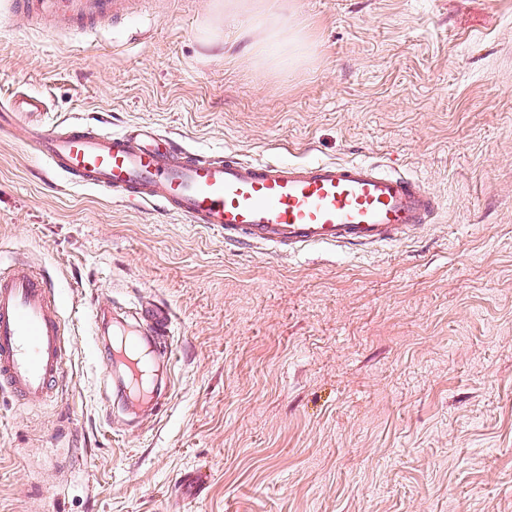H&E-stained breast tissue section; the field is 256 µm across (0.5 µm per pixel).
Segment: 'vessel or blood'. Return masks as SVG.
Listing matches in <instances>:
<instances>
[{"label":"vessel or blood","mask_w":512,"mask_h":512,"mask_svg":"<svg viewBox=\"0 0 512 512\" xmlns=\"http://www.w3.org/2000/svg\"><path fill=\"white\" fill-rule=\"evenodd\" d=\"M135 0H15L27 16L65 25L110 22ZM38 96L0 99V131L25 114L45 112ZM33 151L71 184L138 200L244 240L270 253L315 246L372 248L400 241L431 221L436 198L416 178L365 160L281 163L213 159L150 126L114 131L85 121L35 128ZM172 309L141 308L116 332L113 355L127 368L128 393L139 399L148 374L140 337L173 353ZM54 290L31 265L0 260V384L19 403L50 398L68 355Z\"/></svg>","instance_id":"1"}]
</instances>
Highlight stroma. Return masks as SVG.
I'll return each instance as SVG.
<instances>
[{
	"mask_svg": "<svg viewBox=\"0 0 512 512\" xmlns=\"http://www.w3.org/2000/svg\"><path fill=\"white\" fill-rule=\"evenodd\" d=\"M287 16L284 62L242 32ZM248 159L369 160L440 201L371 249L225 243L66 184L0 134V255L44 270L70 353L0 393V512H512V0H140L52 28L0 0V97ZM175 315L160 412L95 364L91 305Z\"/></svg>",
	"mask_w": 512,
	"mask_h": 512,
	"instance_id": "stroma-1",
	"label": "stroma"
}]
</instances>
